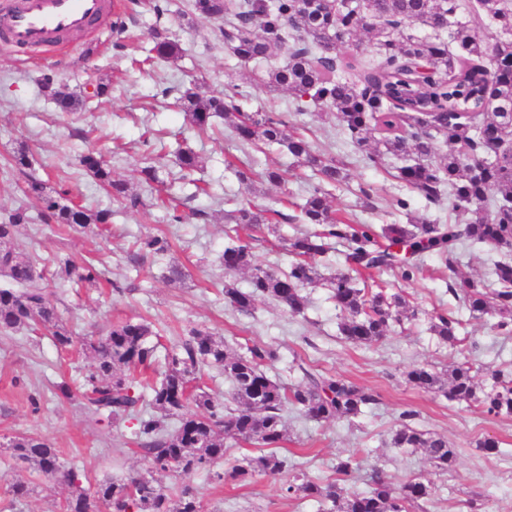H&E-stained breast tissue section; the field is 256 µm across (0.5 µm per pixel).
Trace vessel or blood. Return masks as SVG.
Segmentation results:
<instances>
[{
  "mask_svg": "<svg viewBox=\"0 0 512 512\" xmlns=\"http://www.w3.org/2000/svg\"><path fill=\"white\" fill-rule=\"evenodd\" d=\"M104 9L105 0H15L6 14L8 36L16 45H42L85 27Z\"/></svg>",
  "mask_w": 512,
  "mask_h": 512,
  "instance_id": "obj_1",
  "label": "vessel or blood"
}]
</instances>
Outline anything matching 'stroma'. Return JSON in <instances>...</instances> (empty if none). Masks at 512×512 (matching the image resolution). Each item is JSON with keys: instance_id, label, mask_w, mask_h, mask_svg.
Returning a JSON list of instances; mask_svg holds the SVG:
<instances>
[{"instance_id": "obj_1", "label": "stroma", "mask_w": 512, "mask_h": 512, "mask_svg": "<svg viewBox=\"0 0 512 512\" xmlns=\"http://www.w3.org/2000/svg\"><path fill=\"white\" fill-rule=\"evenodd\" d=\"M112 7L97 27L74 35L69 48L22 51L0 44V211L22 203L17 175L9 162L17 149H25L32 166L45 175L50 186L84 198L87 207L107 208L112 224L106 232L76 233L44 224L38 207H31L32 221L21 229L14 246L35 254L47 264L45 278L52 303L73 334L74 347H56L49 331L0 332V512H62L70 493L67 483L33 476L35 491L13 498L8 485L16 473L9 448L22 435L38 436L58 448L66 467L75 468L84 487H94L108 477L152 476L162 486L190 485L202 500V512H321L317 501L287 494L286 476L266 477L243 485L216 481L203 471L182 476L147 472L143 454L129 422H97L76 397H65L59 386L81 379L90 359L83 348L105 334L112 324L147 319L161 329L163 344L173 347L201 330L223 337L230 349L245 352L252 345L276 349L278 357L268 367L271 378L292 385L305 373L332 374L378 394L372 409L352 418L315 422L296 412L285 415L287 440L282 445L305 472L319 482L336 478V465L357 455L360 468L344 482L346 492L365 490L373 465H380L394 483L417 478L431 483L434 495L428 512H512V417H493L478 402L449 400L441 389L424 391L406 380L414 364L431 365L447 375L450 365L467 361L477 382L495 370H512V334L495 328V319L475 317L462 300L448 290V272L437 257L426 255L418 263L416 277L401 281L395 273L380 279L403 292L409 308L401 322L372 346H355L340 335V310L330 297L328 283L342 269L347 246L334 241L317 266L318 277L303 290L306 308L295 315L270 300H260L252 313L232 309L223 287L247 288L249 272L225 273L220 257L230 242L225 218V198L248 199L262 208L288 214V222L275 231L256 233L250 247L255 266L287 270L293 260L286 240L302 227L298 205L314 183L286 150L260 152L242 146L233 133L213 141L190 126L176 104L184 87L198 82L201 93L218 94L236 85L244 91L243 105L250 112H274L290 129L303 133L314 151L342 161L346 178L333 192L332 205L356 222L381 229L387 224H406L410 219L447 216V205L427 206L398 177L399 168L415 163V154L387 156L383 167L365 161V153L347 141L335 120L312 104L298 105L285 90H269L251 84L258 72L255 63H241L217 34L224 23L197 18L193 0H160L161 11L143 7L138 0H110ZM168 30L179 39L184 53L175 61H157L144 72L130 69L141 48L151 47L152 29ZM110 79L112 95L98 107L73 115L56 111L39 89L44 75H55L68 91H82L89 72ZM166 133L164 162L169 174L167 189L185 193L173 153L177 146L191 148L204 161L196 179L211 188L210 195L187 201L182 223H170L166 211L147 207L132 211L119 206L76 165L82 152L101 154L112 167L114 178L138 182L145 158L156 149L141 139L144 124ZM245 161L255 174L253 187L241 185L224 167L225 157ZM285 171L284 182L272 185L262 172ZM376 193L365 200L361 188ZM405 198L408 209L398 208ZM207 219H200L198 211ZM166 237L165 256L134 259V237ZM512 261V250L493 251L475 244L461 248L457 275L488 278L497 259ZM94 261L102 272L100 286L71 287L58 278L65 260ZM176 264L186 276L168 281L166 268ZM452 313L463 323L460 340L450 345L430 330L434 313ZM416 413L414 424L447 439L457 458L448 472L438 471L423 450L407 452L390 443L402 412ZM498 443L496 452L483 449L484 440Z\"/></svg>"}]
</instances>
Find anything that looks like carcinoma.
Here are the masks:
<instances>
[{"label":"carcinoma","mask_w":512,"mask_h":512,"mask_svg":"<svg viewBox=\"0 0 512 512\" xmlns=\"http://www.w3.org/2000/svg\"><path fill=\"white\" fill-rule=\"evenodd\" d=\"M229 10V0H194V14L219 18ZM234 20L219 30L224 45L244 62L269 58L286 45L285 34L296 37L288 50V64L266 69L254 76L264 87L285 88L298 99H307L327 109L345 137L359 148H367L365 159L373 166L384 164L385 155L414 152L419 162L400 168L398 178L427 202L438 205L443 188H448V210L469 211L474 220L461 224L428 221L407 227L389 224L376 232L368 224H354L332 210L330 193L323 184L344 180L342 168L333 159L311 150L306 138L288 130L281 118L245 111L237 98L243 92L234 86L220 95L203 96L192 83L181 94L186 119L200 133L216 130V120L233 131L249 146L278 145L297 162L311 168L321 183L315 185L302 205L303 220L317 227L313 232L289 240V251L297 257L288 272L264 270L252 264L250 247L242 242L224 248L221 256L228 273L252 269L250 288L225 287L224 298L235 310L249 312L259 299H271L293 314H302L306 299L301 288L317 278L316 257L325 252V240H345L348 270L330 281L332 298L343 313L338 329L351 343L371 346L388 332L389 324L399 322L406 300L400 293L388 294L359 288L353 274L362 270H398L401 280L410 281L418 257L437 256L448 272H456L460 246L471 241L495 248H512V40L489 42L475 33L473 23L485 24L512 35V11L502 0H343L336 13L321 0H274L267 5H236ZM449 28V37L459 53L448 50L439 38L425 39L412 34L411 23ZM364 32L376 41L383 65L363 75L359 82L344 75L354 66L336 55L333 37ZM181 44L164 31L153 41L143 62L175 60ZM429 61L432 68L446 75L443 83L424 87L414 84L406 68L412 60ZM110 83L94 84V93L85 99L61 89L54 103L60 112H75L93 101L108 97ZM386 133L380 146L368 147V134ZM443 138L445 151L433 164L431 132ZM13 170L24 178L23 192L34 198L43 218L74 230L111 223L108 210L91 211L83 201L72 198L62 204L46 190L44 181L29 172L31 163L25 150L13 156ZM176 164L181 179L195 185L194 195L208 189L196 184L191 175L201 168L199 157L190 149H180ZM79 165L97 186L131 209L145 206L143 196L112 176V168L94 153L79 156ZM142 181L149 187L164 186L162 166L147 159L140 168ZM496 196L489 197L490 192ZM282 213L265 210L248 200L236 204L235 232L252 233L262 224H278ZM28 208L0 213V274L11 287L0 288V329L38 331L52 327L57 347L72 344V337L61 323L55 307L37 285L43 279L37 260L14 248L22 227L29 223ZM141 252L154 257L168 251L167 241L157 236L135 239ZM495 288L474 279L449 285L448 291L460 296L472 313L494 314L496 327L512 332V263L498 261L492 269ZM64 279L77 284L96 285L99 271L91 261L65 262ZM459 320L436 313L430 330L442 341L457 342ZM159 337L146 321H125L106 335L86 343L93 359L91 369L75 388L92 414L108 421H136L135 436L149 468L174 475L206 471L222 480L226 477L248 483L263 475L293 473L294 483L287 491L321 504L326 512H409L428 500L432 486L415 479L393 485L379 469L373 470L368 489L346 493L334 483L309 479L298 463L277 449L286 440L284 424L288 409L317 422L337 417H356L363 409L378 403V395L356 387L333 375L305 374L306 382L296 387L272 380L265 367L277 358L270 346L254 345L248 354L230 350L224 339L196 330L179 348L167 353L158 380L143 375L154 360ZM203 365L224 371L232 384L231 404L217 402L198 384ZM448 398L469 401L477 387L469 362L448 370ZM414 387L430 390L441 386L438 373L422 365L406 372ZM485 413L512 416V372L495 370L481 390ZM416 413L405 411L401 424L392 434L396 448H422L437 470L452 469L456 452L443 437L412 425ZM251 441L270 449L252 458L248 465L220 472L224 442ZM18 460L33 471L51 478L60 477L71 487L64 512H202L196 490L155 485L150 481L112 480L81 487L77 473L63 466L59 451L37 437H19L12 444ZM30 479L18 474L9 484L15 498L30 495Z\"/></svg>","instance_id":"obj_1"}]
</instances>
